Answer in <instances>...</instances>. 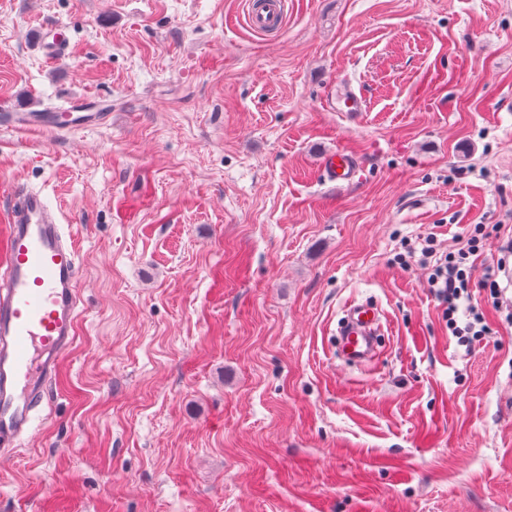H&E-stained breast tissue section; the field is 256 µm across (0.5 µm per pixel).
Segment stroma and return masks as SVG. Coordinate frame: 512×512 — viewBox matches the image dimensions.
Returning a JSON list of instances; mask_svg holds the SVG:
<instances>
[{
    "mask_svg": "<svg viewBox=\"0 0 512 512\" xmlns=\"http://www.w3.org/2000/svg\"><path fill=\"white\" fill-rule=\"evenodd\" d=\"M0 0V238L44 189L77 339L0 455V512H512V326L465 353L401 241L512 226V0ZM65 36L47 59L42 26ZM366 96L358 119L328 84ZM341 148L354 183L324 180ZM378 355L337 357L347 306ZM283 0H250L246 21L256 34L268 35L279 31L284 24ZM324 105L332 112H348L355 116L358 112H365V99L360 89H356L352 82L344 80L337 84L336 92L326 98ZM103 113L89 112L87 115L73 118V112H2L0 122L7 121L19 130L73 128L76 126H93L94 121Z\"/></svg>",
    "mask_w": 512,
    "mask_h": 512,
    "instance_id": "obj_1",
    "label": "stroma"
}]
</instances>
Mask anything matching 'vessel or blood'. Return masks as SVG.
<instances>
[{"instance_id":"b4317fda","label":"vessel or blood","mask_w":512,"mask_h":512,"mask_svg":"<svg viewBox=\"0 0 512 512\" xmlns=\"http://www.w3.org/2000/svg\"><path fill=\"white\" fill-rule=\"evenodd\" d=\"M248 27L256 34L279 31L284 24V0H249ZM324 105L332 112L357 115L365 99L352 82L342 81ZM96 113L4 112L0 121L19 130L90 126ZM321 171L337 184L352 182L357 169L342 150L323 155ZM5 235L0 261V454L17 448L41 405L61 355L76 339L79 254L64 230L60 212L43 190L22 187ZM380 326L376 307L353 304L340 327L342 357L361 363L374 354L373 337Z\"/></svg>"}]
</instances>
